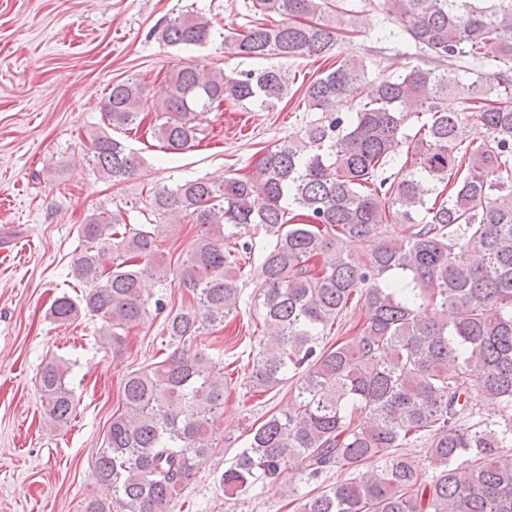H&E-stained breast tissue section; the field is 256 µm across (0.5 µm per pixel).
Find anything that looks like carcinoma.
<instances>
[{"label":"carcinoma","mask_w":512,"mask_h":512,"mask_svg":"<svg viewBox=\"0 0 512 512\" xmlns=\"http://www.w3.org/2000/svg\"><path fill=\"white\" fill-rule=\"evenodd\" d=\"M253 7L285 20L233 39L242 57L317 58L337 46V30L320 22L329 0ZM381 7L436 66L411 65L367 93L366 64L338 59L306 86L304 104L318 117L297 140L240 177L164 184L146 200L155 216L184 213L202 227L175 271L196 306L167 316L180 346L124 382L82 512H166L212 450L224 374L192 344L237 309L241 269L224 253V234L251 225L275 237L261 264L274 337L254 352L249 386L267 392L289 380L295 404L250 433L221 475L224 493L263 488L294 468L315 485L290 488L295 512H512V0ZM153 33L188 47L206 44L212 29L185 13ZM289 86L280 68L226 74L187 64L159 100L136 81L112 84L103 112L114 129L153 114L155 137L184 151L208 109L226 100L270 109ZM338 100L352 111H336ZM468 106L480 110L473 134ZM138 164L121 141L93 136L88 165L101 177L126 181ZM392 222L403 226L398 238L385 230ZM166 232L127 222L119 208L89 215L71 264L84 294L57 297L52 318H97L101 347L119 353L149 310L142 281L168 279ZM346 239L367 245L363 264L344 251ZM356 307L355 334L340 336ZM67 373L58 360L39 377L56 426L76 409ZM485 404L502 421L483 419ZM335 473L341 479L324 484Z\"/></svg>","instance_id":"obj_1"}]
</instances>
